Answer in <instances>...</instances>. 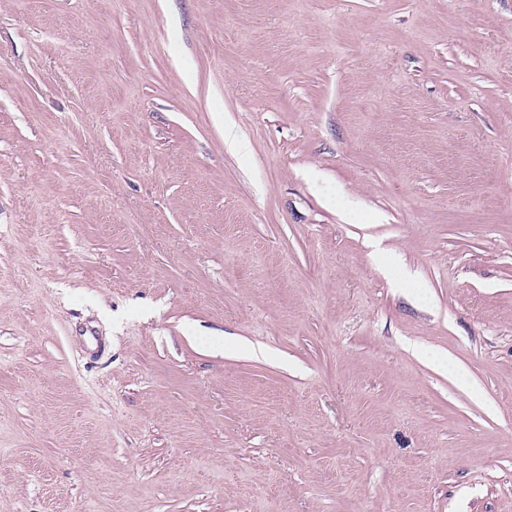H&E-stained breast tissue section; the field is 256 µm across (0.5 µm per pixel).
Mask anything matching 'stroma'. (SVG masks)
I'll list each match as a JSON object with an SVG mask.
<instances>
[{
  "mask_svg": "<svg viewBox=\"0 0 512 512\" xmlns=\"http://www.w3.org/2000/svg\"><path fill=\"white\" fill-rule=\"evenodd\" d=\"M512 512V0H0V512Z\"/></svg>",
  "mask_w": 512,
  "mask_h": 512,
  "instance_id": "obj_1",
  "label": "stroma"
}]
</instances>
